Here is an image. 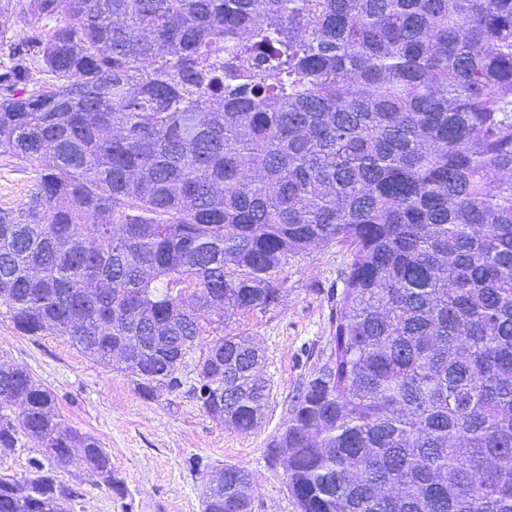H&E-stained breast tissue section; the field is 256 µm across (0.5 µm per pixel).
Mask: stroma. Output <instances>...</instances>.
<instances>
[{
    "instance_id": "stroma-1",
    "label": "stroma",
    "mask_w": 512,
    "mask_h": 512,
    "mask_svg": "<svg viewBox=\"0 0 512 512\" xmlns=\"http://www.w3.org/2000/svg\"><path fill=\"white\" fill-rule=\"evenodd\" d=\"M31 181L26 161L0 158V206H22ZM348 260L337 244L289 257L279 274V302L226 324V332L249 337L265 354L269 403L248 433L213 420L183 390L144 398L126 372L92 361L63 337L21 335L0 317V361L32 372L53 391L67 423L96 436L111 456L118 488L96 485L77 462L64 473L84 494L76 512H201L203 467L225 465L252 473L253 512H299L284 468L268 464L265 448L285 429L301 383L330 353L332 310L343 291L339 272Z\"/></svg>"
}]
</instances>
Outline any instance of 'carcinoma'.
<instances>
[{
	"label": "carcinoma",
	"mask_w": 512,
	"mask_h": 512,
	"mask_svg": "<svg viewBox=\"0 0 512 512\" xmlns=\"http://www.w3.org/2000/svg\"><path fill=\"white\" fill-rule=\"evenodd\" d=\"M38 34L0 66V316L116 361L144 397L173 350L278 303L288 257L340 243L329 385L266 448L299 512H512V0H0ZM35 68L48 79L29 84ZM264 357L223 334L189 398L252 431ZM18 405L20 412L13 406ZM0 512H73L100 441L0 362ZM245 468L207 477L239 512ZM32 174L26 161L0 158V206L18 208L28 198ZM27 446L8 458H0V473L11 475L18 480L24 478L27 474L29 458L37 456V448H39L31 442Z\"/></svg>",
	"instance_id": "carcinoma-1"
}]
</instances>
